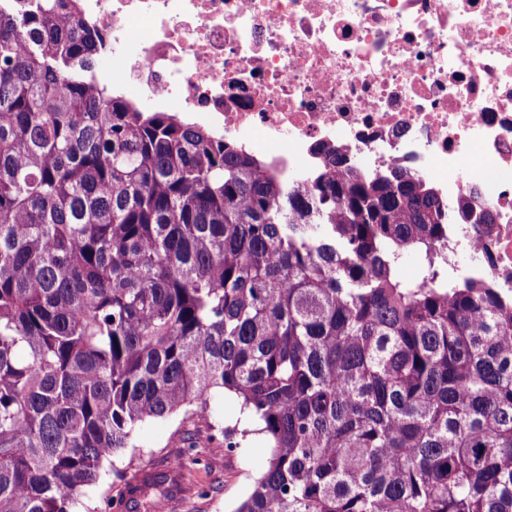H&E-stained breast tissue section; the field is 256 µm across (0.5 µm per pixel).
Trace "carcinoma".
<instances>
[{"label":"carcinoma","instance_id":"obj_1","mask_svg":"<svg viewBox=\"0 0 512 512\" xmlns=\"http://www.w3.org/2000/svg\"><path fill=\"white\" fill-rule=\"evenodd\" d=\"M77 0H0V512H76L146 422L234 393L237 512H512V299L403 170L289 177L96 75ZM416 256L423 273L400 274Z\"/></svg>","mask_w":512,"mask_h":512}]
</instances>
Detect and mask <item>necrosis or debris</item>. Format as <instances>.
Masks as SVG:
<instances>
[{
	"mask_svg": "<svg viewBox=\"0 0 512 512\" xmlns=\"http://www.w3.org/2000/svg\"><path fill=\"white\" fill-rule=\"evenodd\" d=\"M112 83L195 112L285 173L323 148L403 169L488 224L448 259L512 297V0H79Z\"/></svg>",
	"mask_w": 512,
	"mask_h": 512,
	"instance_id": "4bbe7bcc",
	"label": "necrosis or debris"
}]
</instances>
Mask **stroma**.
Returning <instances> with one entry per match:
<instances>
[{"label":"stroma","mask_w":512,"mask_h":512,"mask_svg":"<svg viewBox=\"0 0 512 512\" xmlns=\"http://www.w3.org/2000/svg\"><path fill=\"white\" fill-rule=\"evenodd\" d=\"M190 453L181 470L182 489L175 512H235L254 481L267 468L271 450L259 434L249 435L241 448L230 452L216 446L204 422L176 414L147 422L134 445L105 462L102 482L89 488L82 499L92 507L111 482L136 472L168 473V461Z\"/></svg>","instance_id":"35a3bbf8"}]
</instances>
